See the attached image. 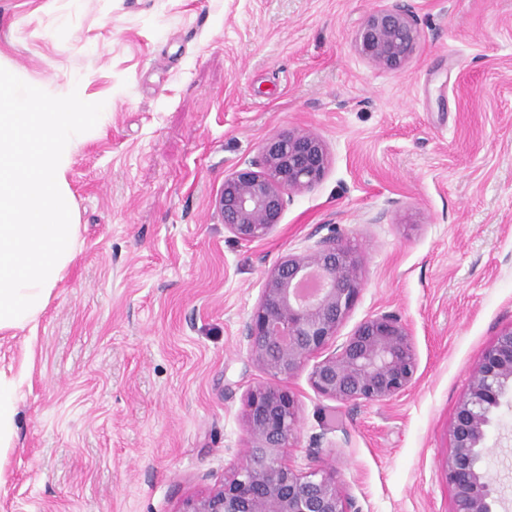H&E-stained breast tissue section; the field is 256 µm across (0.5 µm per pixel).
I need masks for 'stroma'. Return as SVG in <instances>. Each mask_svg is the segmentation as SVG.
<instances>
[{"label":"stroma","mask_w":512,"mask_h":512,"mask_svg":"<svg viewBox=\"0 0 512 512\" xmlns=\"http://www.w3.org/2000/svg\"><path fill=\"white\" fill-rule=\"evenodd\" d=\"M402 2L419 40L387 70L355 34L393 0H0V67L104 105L65 171L76 255L35 329L0 334L21 377L0 512H179L220 485L268 380L243 332L266 275L332 235L364 281L339 338L397 314L417 373L344 405L299 372L283 455L318 452L360 512H453L456 407L512 327V0ZM299 129L323 180L237 239L225 176Z\"/></svg>","instance_id":"1"}]
</instances>
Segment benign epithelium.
<instances>
[{
	"mask_svg": "<svg viewBox=\"0 0 512 512\" xmlns=\"http://www.w3.org/2000/svg\"><path fill=\"white\" fill-rule=\"evenodd\" d=\"M418 40L413 12L396 3L369 15L355 36L357 51L375 65L401 68ZM329 157L321 137L288 131L263 142L259 159L224 177L216 200L236 238L264 239L280 223L285 195L320 182ZM361 258L334 237L303 254L285 256L268 272L257 307L245 326L253 360L270 381L246 394L250 445L245 459L224 470L209 493L187 498L178 512H360L336 474L321 465L298 469L286 461L298 423L296 397L281 382L313 358L311 387L342 404H375L414 381L417 357L409 327L393 313L360 322L338 344V331L363 287ZM512 393V327L483 354L451 424L444 475L454 512H496L504 499L489 479L493 449L488 430Z\"/></svg>",
	"mask_w": 512,
	"mask_h": 512,
	"instance_id": "7a95c632",
	"label": "benign epithelium"
}]
</instances>
